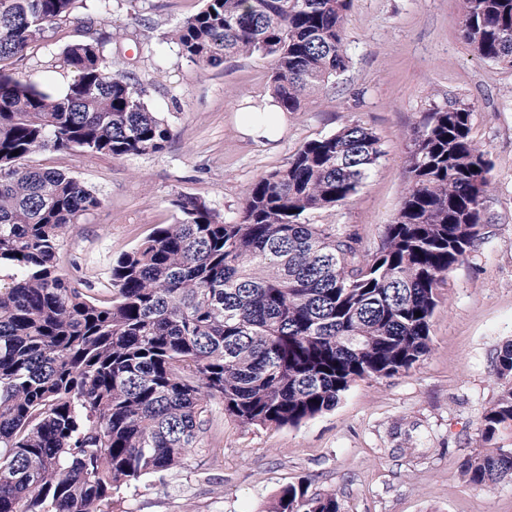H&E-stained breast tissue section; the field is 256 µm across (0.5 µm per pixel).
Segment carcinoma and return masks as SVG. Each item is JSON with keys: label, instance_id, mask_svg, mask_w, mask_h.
I'll return each instance as SVG.
<instances>
[{"label": "carcinoma", "instance_id": "carcinoma-1", "mask_svg": "<svg viewBox=\"0 0 512 512\" xmlns=\"http://www.w3.org/2000/svg\"><path fill=\"white\" fill-rule=\"evenodd\" d=\"M0 0V512H109L112 497L183 464L213 402L242 425H297L333 409L351 384L413 368L430 350L439 288L480 236L489 188L472 106L450 101L415 128L410 182L381 247L362 255L306 215L349 202L381 156L351 121L303 143L260 176L227 221L179 196L158 227L112 264V299L83 293L57 268L60 239L102 201L70 173L29 159L82 151L121 159L165 149L168 122L140 80L108 52L120 30L87 27L67 44L60 90L19 79L14 65L109 0ZM351 0H204L167 40L200 68L235 56L270 59L282 112L344 72ZM461 38L512 67V0H463ZM18 155H13L14 151ZM421 316H416V313ZM508 379L481 415V449L460 476L512 481V343ZM268 512H343L336 493L284 487Z\"/></svg>", "mask_w": 512, "mask_h": 512}]
</instances>
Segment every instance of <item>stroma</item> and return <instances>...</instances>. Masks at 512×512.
Masks as SVG:
<instances>
[{"label": "stroma", "instance_id": "obj_1", "mask_svg": "<svg viewBox=\"0 0 512 512\" xmlns=\"http://www.w3.org/2000/svg\"><path fill=\"white\" fill-rule=\"evenodd\" d=\"M200 7L201 0H110L121 52L173 129L162 152L33 158L70 172L103 200L69 227L58 250L61 273L89 295L110 299L113 260L175 223L177 195L235 219L256 179L352 121L375 132L382 156L350 202L307 220L335 225L360 252H376L409 184L416 126L455 99L473 104L472 137L491 161L485 229L441 287L431 350L412 369L356 381L333 410L296 426H243L212 404L184 464L121 490L112 512H267L283 487L302 480L311 491L336 492L344 512H512V482L476 488L459 472L480 444L481 414L500 387L496 357L512 341V68L479 58L463 41L462 0H352L347 69L286 114L284 133L270 142L240 125L241 113L263 108L271 95L268 58L237 56L202 69L163 44ZM76 15L52 32L49 47L18 62V75L52 89L69 82L60 52L81 34L85 9ZM159 43L163 53L149 55Z\"/></svg>", "mask_w": 512, "mask_h": 512}]
</instances>
